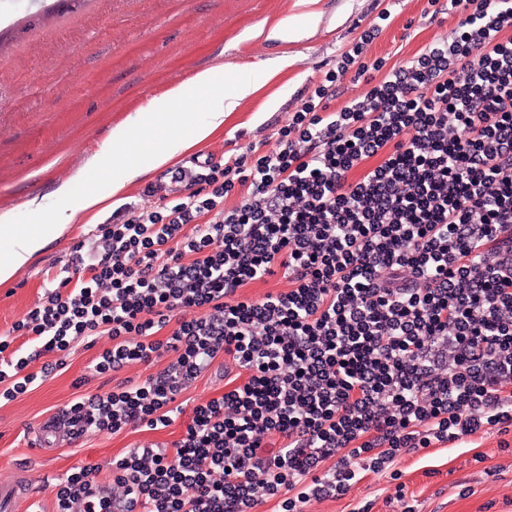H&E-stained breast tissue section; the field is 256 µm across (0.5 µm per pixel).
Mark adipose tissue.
<instances>
[{"instance_id":"obj_1","label":"adipose tissue","mask_w":512,"mask_h":512,"mask_svg":"<svg viewBox=\"0 0 512 512\" xmlns=\"http://www.w3.org/2000/svg\"><path fill=\"white\" fill-rule=\"evenodd\" d=\"M252 90V81L245 74L220 65L204 70L190 82L152 99L146 111L113 129L110 141L91 159L86 172L58 190L60 197L73 200L71 214L57 223H44L40 218L43 205L33 200L27 206L31 223L18 224L13 216L1 215L0 285H8L19 270L57 241L76 213L104 203L93 174H105L113 191L122 190L207 140Z\"/></svg>"}]
</instances>
